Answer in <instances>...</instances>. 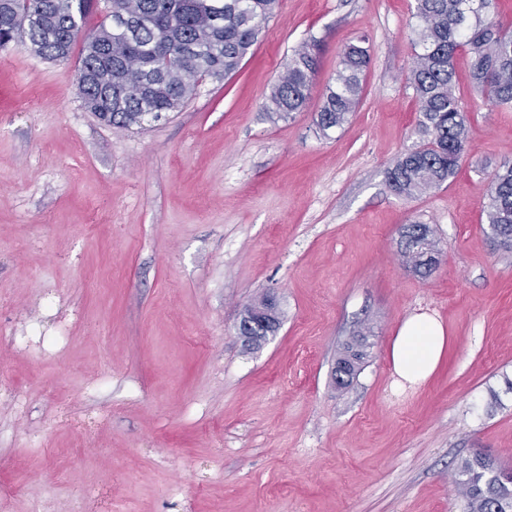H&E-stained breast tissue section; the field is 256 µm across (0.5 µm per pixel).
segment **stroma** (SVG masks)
I'll return each mask as SVG.
<instances>
[{"label": "stroma", "mask_w": 512, "mask_h": 512, "mask_svg": "<svg viewBox=\"0 0 512 512\" xmlns=\"http://www.w3.org/2000/svg\"><path fill=\"white\" fill-rule=\"evenodd\" d=\"M414 0H280L238 70L146 129L87 112L80 60L0 49V512H465L451 480L481 452L512 468V250L484 205L512 161V110L455 57L470 134L455 176L405 200L387 186L422 143L408 83ZM322 43L319 88L367 38L362 100L321 136L320 95L265 110L292 49ZM439 263L404 264L406 224ZM275 295L257 349L236 326ZM441 322L425 382L389 351L411 316ZM37 322L47 351L12 346ZM369 347L352 384L332 370ZM400 254L407 266L424 277L428 275L437 264L436 244L430 237L429 227L425 224H408L400 233ZM435 257L433 263L426 261V257ZM357 335L352 336L351 339H356V346L362 347V349H354V346L350 345V341H348L345 343L341 356L336 361L333 379L337 388H345L351 383L366 356L364 351L366 336L363 333Z\"/></svg>", "instance_id": "1"}]
</instances>
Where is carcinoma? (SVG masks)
<instances>
[{
	"instance_id": "obj_1",
	"label": "carcinoma",
	"mask_w": 512,
	"mask_h": 512,
	"mask_svg": "<svg viewBox=\"0 0 512 512\" xmlns=\"http://www.w3.org/2000/svg\"><path fill=\"white\" fill-rule=\"evenodd\" d=\"M0 0V49L19 43L50 61L65 60L82 40L76 87L86 110L128 129L166 112L181 111L205 77L222 79L239 67L257 43L279 0ZM413 65L408 77L418 103L426 142L404 153L387 174L391 192L413 199L453 177L469 135L466 110L455 90L454 58L463 48L474 89L492 106L512 109V26L488 15L493 0H415ZM102 9L103 20L85 34L87 18ZM362 38L340 56L334 83L321 93L316 124L325 137L342 127L359 104L370 63ZM319 41L311 37L292 50L267 111L280 119L301 112L319 68ZM491 235L512 246V163L493 173L485 206ZM400 254L424 277L438 250L425 224L400 233ZM251 348L268 328L241 330ZM366 336L345 343L333 379L347 387L366 356ZM455 484L467 512H512V469L481 452L461 459Z\"/></svg>"
}]
</instances>
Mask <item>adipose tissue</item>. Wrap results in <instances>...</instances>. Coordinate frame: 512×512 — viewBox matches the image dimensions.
<instances>
[{
	"instance_id": "adipose-tissue-1",
	"label": "adipose tissue",
	"mask_w": 512,
	"mask_h": 512,
	"mask_svg": "<svg viewBox=\"0 0 512 512\" xmlns=\"http://www.w3.org/2000/svg\"><path fill=\"white\" fill-rule=\"evenodd\" d=\"M447 336L439 321L418 315L403 322L391 343L390 358L402 377L426 381L440 362Z\"/></svg>"
}]
</instances>
